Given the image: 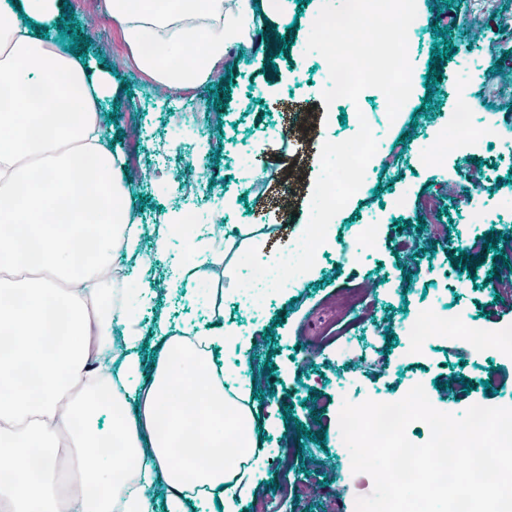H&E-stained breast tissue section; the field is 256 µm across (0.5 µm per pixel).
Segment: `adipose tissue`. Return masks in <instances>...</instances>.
<instances>
[{
    "label": "adipose tissue",
    "mask_w": 512,
    "mask_h": 512,
    "mask_svg": "<svg viewBox=\"0 0 512 512\" xmlns=\"http://www.w3.org/2000/svg\"><path fill=\"white\" fill-rule=\"evenodd\" d=\"M57 9L0 0V512H105L102 493L118 488L121 512H199L206 494L240 512L256 453L245 341L227 323L196 329L194 346L161 320L142 331L150 256L99 118L110 77L40 37L36 24ZM282 10L283 0H106L138 69L174 90L206 84ZM119 267L126 300L105 315L99 278ZM116 328L129 351L120 362L101 344ZM147 336L159 348L148 375L137 354ZM221 353L236 362L219 375Z\"/></svg>",
    "instance_id": "ef3b65f1"
}]
</instances>
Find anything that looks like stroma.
<instances>
[{
    "label": "stroma",
    "instance_id": "35a3bbf8",
    "mask_svg": "<svg viewBox=\"0 0 512 512\" xmlns=\"http://www.w3.org/2000/svg\"><path fill=\"white\" fill-rule=\"evenodd\" d=\"M68 3L63 22L49 23L43 32L65 48L71 39L59 35V25L78 26L79 36L89 41L86 55L111 77L112 91L99 115H115L112 144L123 159L138 164L126 170L125 181L129 218L145 226L142 248L156 257L146 276L151 285L183 258V244L157 249L151 232L183 204L170 191L182 163L219 172L198 211L207 223L235 226V238L218 263L195 269L193 276L224 290L223 304L199 288L162 291L155 308L144 310L142 323L151 327L157 314H164L170 335L180 338L191 325L228 322L250 344V375L260 394L255 402L260 456L253 496L241 512H258L278 489L287 492L279 512H356L363 491L348 449L338 443L343 401L400 399L419 384L431 404L448 413L462 414L476 403L512 406V360L445 336L433 338L421 356L403 351L408 323L438 307L468 311L489 334L512 319L493 303L497 297L512 298V276L488 277L499 257L512 259V238L498 236L504 220L512 217V158L485 148L425 158L403 180L392 165L393 159L408 160L418 147L437 141L459 86L467 90L480 125L512 146V36L497 25L501 17L512 24V0H467L461 9L446 7L445 0H416L426 24L409 50L411 96L394 119L384 94L374 88L355 102L322 101L329 82L326 61L305 51L320 0H287L284 16L266 23L255 38V51L271 55V65L259 69L251 55H232L228 64L218 65L212 83L194 90L198 104L189 111L181 107L182 92L158 87L136 68L120 28L106 19L103 8L90 12L80 0ZM436 21L449 28L456 51L443 63L438 93L430 96L424 83L437 41L431 28ZM279 35L287 42L282 51L275 41ZM420 108L424 118L413 119ZM359 110L375 113L383 149L371 163L367 184L335 215V234L315 262L318 275L262 302L242 301L232 291L239 253L255 246L272 259L293 241L295 225L309 219L321 142L355 135V124L341 117ZM156 149L170 155L171 166H153ZM469 183L484 223H466L463 203L448 191L449 185ZM378 186L388 197L404 194L408 227L380 208L381 197L374 194ZM428 207L439 211L437 224H427ZM365 224L377 227L369 244L360 233ZM463 232L475 237L477 247L462 277L450 256L453 239ZM488 233L497 235L496 249L487 248ZM436 267L447 269L451 280L427 277V270ZM358 283L371 288L373 318L385 340L382 361L354 363L351 346L334 339L320 340L314 354H305L299 337L307 323ZM466 379L474 381L473 390L464 389Z\"/></svg>",
    "mask_w": 512,
    "mask_h": 512
}]
</instances>
